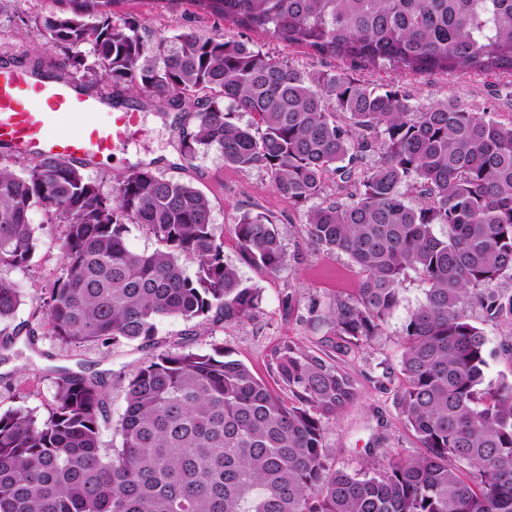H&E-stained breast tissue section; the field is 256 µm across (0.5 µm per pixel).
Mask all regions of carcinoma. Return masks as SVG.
<instances>
[{"mask_svg":"<svg viewBox=\"0 0 512 512\" xmlns=\"http://www.w3.org/2000/svg\"><path fill=\"white\" fill-rule=\"evenodd\" d=\"M147 2L187 5L352 69L512 76V0ZM54 3L40 21L45 54L24 66L58 79L81 72L95 92L101 71L117 97L191 115L186 163L214 147L229 167L264 170L303 211L308 245L355 263L358 295L310 310L331 349L377 335L415 273L423 297L404 329L396 400L420 453L394 454L372 473L328 464L324 422L359 389L324 350L275 349L285 401L220 348H165L124 385L109 447V397L96 376L60 371L44 419L25 407L0 413V512H512V380H486L487 337L468 313L476 301L488 321L512 326V292L492 289L512 279V117L455 97L419 111L401 87L344 69L300 71L224 36L169 38L122 11L125 0ZM37 205L64 225L61 276L33 312L61 345L151 347L165 318L205 326L260 312L261 289L224 260L211 201L188 183L138 164L106 196L54 156L19 174L0 163V269L29 266ZM132 224L153 251L127 248ZM233 232L244 263L275 275L290 265L268 215L245 210ZM22 304L0 275V324Z\"/></svg>","mask_w":512,"mask_h":512,"instance_id":"carcinoma-1","label":"carcinoma"}]
</instances>
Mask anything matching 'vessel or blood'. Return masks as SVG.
I'll return each mask as SVG.
<instances>
[{
	"mask_svg": "<svg viewBox=\"0 0 512 512\" xmlns=\"http://www.w3.org/2000/svg\"><path fill=\"white\" fill-rule=\"evenodd\" d=\"M138 122V112L86 94L76 82L0 68V143L19 155L70 162L108 157Z\"/></svg>",
	"mask_w": 512,
	"mask_h": 512,
	"instance_id": "1",
	"label": "vessel or blood"
}]
</instances>
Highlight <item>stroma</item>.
Segmentation results:
<instances>
[{
	"label": "stroma",
	"instance_id": "1",
	"mask_svg": "<svg viewBox=\"0 0 512 512\" xmlns=\"http://www.w3.org/2000/svg\"><path fill=\"white\" fill-rule=\"evenodd\" d=\"M16 16L0 17V64L24 60L44 44L36 22L50 9V0H18ZM129 11L143 15L147 28L173 36L184 31L204 35L221 34L250 41L264 52L288 61L301 70L331 71L339 61L322 59L305 48L277 42L246 32L214 17L183 10L146 13L138 0ZM360 79L377 85L398 83L421 109L446 102L454 96L475 111H494L512 117V78L493 72L459 77L397 75L388 70H364ZM182 129L173 117H162L153 108L140 111L137 127L112 157L84 167V174L111 193L116 179L140 163L203 192L213 207V222L224 235V258L237 265L241 277L262 290L258 315L240 324L195 326L168 318L158 325V338L168 345L182 344L207 351L221 347L231 352L264 381H271V355L281 344L293 341L309 350H322L324 332L306 322L310 305L326 304L336 295L355 296L359 276L343 253L327 254L304 243L302 215L274 192L267 174L258 169L236 171L225 167L217 150L199 153L193 163L180 156ZM254 209L269 214L277 224L283 243L292 254L291 265L276 275L262 273L242 263L231 226L239 211ZM29 222L36 228L37 248L28 268L8 271L24 296L12 321L20 334L6 358L0 359V413L20 406L45 417L54 400V377L69 369L100 374L107 383L111 412L120 416L126 406L119 379L133 374L149 355L137 342L124 341L104 348L94 344L63 347L47 325L36 324L35 308L43 303L61 271L62 224L50 222L40 208L32 209ZM422 298V285L415 274H407L400 303L368 344L351 347L338 356V364L357 381L360 396L336 418L324 424V446L328 463L350 472L370 471L389 454L414 455L418 445L398 413L395 393L400 385L398 360L408 317Z\"/></svg>",
	"mask_w": 512,
	"mask_h": 512
}]
</instances>
